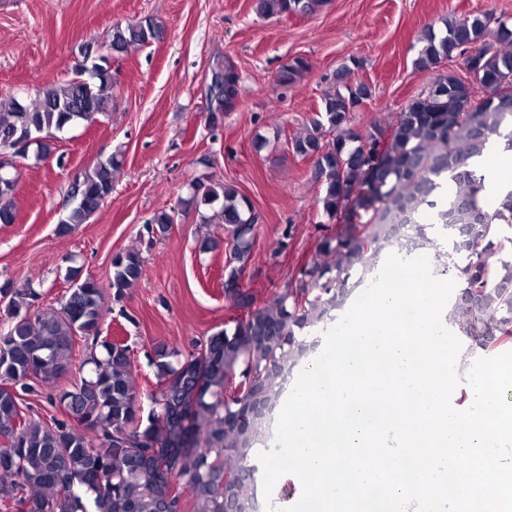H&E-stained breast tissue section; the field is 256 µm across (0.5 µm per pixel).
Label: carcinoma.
<instances>
[{"instance_id": "obj_1", "label": "carcinoma", "mask_w": 512, "mask_h": 512, "mask_svg": "<svg viewBox=\"0 0 512 512\" xmlns=\"http://www.w3.org/2000/svg\"><path fill=\"white\" fill-rule=\"evenodd\" d=\"M321 0H258L265 16L316 11ZM476 15L450 19L442 36L422 38L415 66L435 70L455 51L482 48L477 73L480 87L492 98L468 99L456 72L442 71L428 88L408 101L391 125L350 127L351 112L370 96L364 84L336 90L324 98L322 112L290 141L292 150L314 158L322 187V212L336 221V234L318 245L322 261L303 265L295 286L271 307L254 306L253 296L236 287L238 266L247 263L257 215L247 197L208 178L192 185L196 206L219 204L204 224L224 225L236 266L224 281L225 295L248 309L234 330L222 329L197 343L187 356L156 351L160 388L144 403L135 386L127 345L100 337L105 289L120 300L142 275L144 259L127 250L112 259L108 285L87 277L74 284L60 307L31 312L34 292L0 287L8 295L0 328V496L24 505L21 512H183L187 493L194 512H225L224 498L244 500L253 489L245 483L224 485V477L254 472L251 454L264 437L265 419L250 418L242 427L224 421L248 404L279 395L278 379L310 349L300 333L316 326L347 295L353 272L366 270L394 229L418 242L428 239L427 223L437 224L450 248L437 254L460 281L448 321L462 335L483 337L495 349L512 343V238L502 225L512 224V191L486 203L479 201L484 176L470 160L483 153L492 137L512 149V25ZM165 29L144 18L107 34L112 55L133 45L164 39ZM296 58L279 74L292 84L308 70ZM218 79L210 93L212 111L221 112L238 94L235 67L216 65ZM117 84L109 57L82 63L74 77L44 87L33 102L11 97L0 108V223L15 220L18 183L13 158L24 136L37 138V159L52 152L49 139L79 123H92L107 112ZM120 154L112 153L71 185L72 206L58 231L86 223L112 195ZM502 258L488 261L491 254ZM100 340L103 355L91 349L89 372L71 381L50 403L64 405L67 418L35 419L23 414L24 395L32 381L49 386L72 363L77 337ZM251 383L250 400L231 394V381ZM171 461L172 490L157 472V462Z\"/></svg>"}]
</instances>
